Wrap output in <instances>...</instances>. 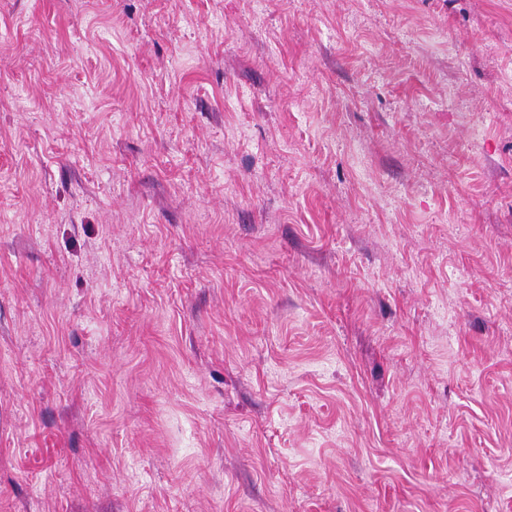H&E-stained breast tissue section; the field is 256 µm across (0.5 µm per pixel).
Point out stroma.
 <instances>
[{
    "mask_svg": "<svg viewBox=\"0 0 512 512\" xmlns=\"http://www.w3.org/2000/svg\"><path fill=\"white\" fill-rule=\"evenodd\" d=\"M0 512H512V0H0Z\"/></svg>",
    "mask_w": 512,
    "mask_h": 512,
    "instance_id": "35a3bbf8",
    "label": "stroma"
}]
</instances>
